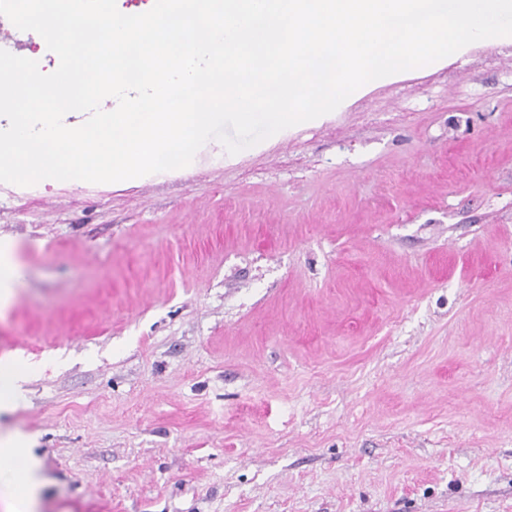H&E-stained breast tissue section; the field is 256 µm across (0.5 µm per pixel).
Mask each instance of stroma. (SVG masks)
Returning <instances> with one entry per match:
<instances>
[{
  "mask_svg": "<svg viewBox=\"0 0 512 512\" xmlns=\"http://www.w3.org/2000/svg\"><path fill=\"white\" fill-rule=\"evenodd\" d=\"M1 240L36 512H512V38L234 155L0 182ZM16 265L10 258V246L0 248V294L8 292L15 285Z\"/></svg>",
  "mask_w": 512,
  "mask_h": 512,
  "instance_id": "1",
  "label": "stroma"
}]
</instances>
